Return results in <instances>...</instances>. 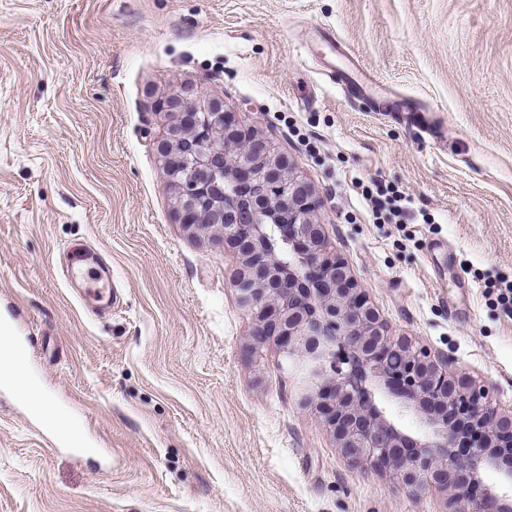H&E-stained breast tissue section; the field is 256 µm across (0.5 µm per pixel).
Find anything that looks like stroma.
Returning a JSON list of instances; mask_svg holds the SVG:
<instances>
[{
    "label": "stroma",
    "instance_id": "35a3bbf8",
    "mask_svg": "<svg viewBox=\"0 0 512 512\" xmlns=\"http://www.w3.org/2000/svg\"><path fill=\"white\" fill-rule=\"evenodd\" d=\"M337 45L383 96L326 77ZM184 85L294 160L390 335L512 410V315L482 281L512 277V0H0V325L56 412L0 381V512H445L352 465L274 344L248 354L237 254L172 219L156 104ZM76 244L110 315L62 277ZM363 195L366 200L370 202L374 212H377V208L380 205V198L385 196V205L390 215L389 218H399L398 223H396H402V217H404L408 211L407 204L409 203V199L399 193L398 190L391 187L383 188L382 186H376V195H374L373 191L369 190H365Z\"/></svg>",
    "mask_w": 512,
    "mask_h": 512
}]
</instances>
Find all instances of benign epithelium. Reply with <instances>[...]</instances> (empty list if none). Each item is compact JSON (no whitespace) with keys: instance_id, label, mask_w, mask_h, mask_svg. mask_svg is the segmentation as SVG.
<instances>
[{"instance_id":"obj_1","label":"benign epithelium","mask_w":512,"mask_h":512,"mask_svg":"<svg viewBox=\"0 0 512 512\" xmlns=\"http://www.w3.org/2000/svg\"><path fill=\"white\" fill-rule=\"evenodd\" d=\"M158 146L176 223L235 248L237 302L251 317L250 348L273 338L297 362L295 395L314 410L345 458L390 472L416 494L453 492L447 512H512V411L455 377L404 336H390L347 266L325 258L318 200L294 162L253 145L224 100L188 85L167 97ZM190 149L196 177H179ZM398 351L405 366L385 368ZM416 415L404 432L386 406Z\"/></svg>"}]
</instances>
